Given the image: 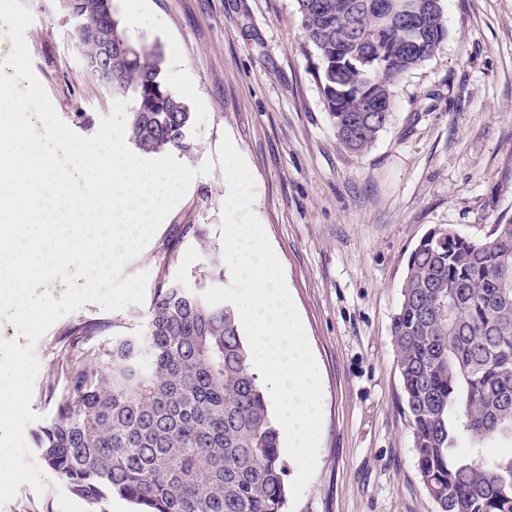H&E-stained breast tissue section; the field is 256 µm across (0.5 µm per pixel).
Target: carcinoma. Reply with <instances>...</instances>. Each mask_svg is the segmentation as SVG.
Here are the masks:
<instances>
[{
  "label": "carcinoma",
  "instance_id": "obj_1",
  "mask_svg": "<svg viewBox=\"0 0 512 512\" xmlns=\"http://www.w3.org/2000/svg\"><path fill=\"white\" fill-rule=\"evenodd\" d=\"M86 28L71 30L85 64L99 53L88 32L108 0H77ZM317 80L340 143L368 150L391 118L393 90L431 59L447 29L443 0L423 18L434 37L411 43L391 19L400 0H296ZM157 47L132 42L112 17V68L97 74L112 93L132 96L129 132L145 154L186 151L190 111L168 87ZM181 235L222 258L198 224ZM203 289L167 280L141 334L90 341L101 324L75 330L81 354L66 361L68 384L54 419L36 433L45 465L95 506L114 498L138 512H284L281 434L250 362L234 307L207 304ZM405 414L421 480L438 512H512V220L474 241L446 227L411 251L392 326ZM469 438L471 453L455 448Z\"/></svg>",
  "mask_w": 512,
  "mask_h": 512
}]
</instances>
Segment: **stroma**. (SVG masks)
<instances>
[{
	"instance_id": "obj_1",
	"label": "stroma",
	"mask_w": 512,
	"mask_h": 512,
	"mask_svg": "<svg viewBox=\"0 0 512 512\" xmlns=\"http://www.w3.org/2000/svg\"><path fill=\"white\" fill-rule=\"evenodd\" d=\"M33 71L60 119L97 133L114 98L87 71L59 0H21ZM138 10L129 37L159 46L169 88L191 113L189 150L175 158L197 176L124 275L211 287L208 254L181 234L204 225L222 243L230 137L255 181L253 210L278 256L322 382L315 474L296 512H438L417 469L401 401L392 323L408 256L442 226L479 241L512 220V0H444L447 36L436 55L396 85L392 116L355 154L328 116L296 0H112ZM147 305L106 311L88 303L35 345L40 370L31 409L49 423L67 377L70 331L100 323L94 342L142 332ZM47 490L21 485L0 512H95L46 473Z\"/></svg>"
}]
</instances>
